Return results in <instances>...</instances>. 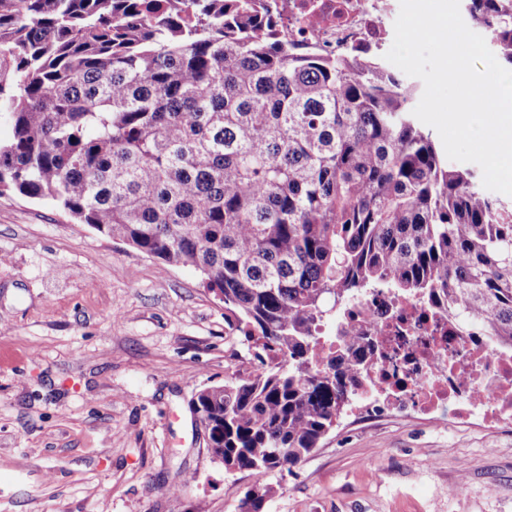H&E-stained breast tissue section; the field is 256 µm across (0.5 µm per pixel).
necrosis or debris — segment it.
<instances>
[{"instance_id": "1", "label": "necrosis or debris", "mask_w": 512, "mask_h": 512, "mask_svg": "<svg viewBox=\"0 0 512 512\" xmlns=\"http://www.w3.org/2000/svg\"><path fill=\"white\" fill-rule=\"evenodd\" d=\"M276 37L304 51L343 56L382 51L399 0H247ZM344 328L383 336L379 362L358 382L364 403L407 405L495 424L512 420V351L478 347L451 333L447 318L385 290L361 298Z\"/></svg>"}]
</instances>
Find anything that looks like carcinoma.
I'll return each mask as SVG.
<instances>
[{
	"label": "carcinoma",
	"instance_id": "1",
	"mask_svg": "<svg viewBox=\"0 0 512 512\" xmlns=\"http://www.w3.org/2000/svg\"><path fill=\"white\" fill-rule=\"evenodd\" d=\"M512 69V0H465ZM416 86L376 56L272 39L238 0H0V194L48 202L198 271L253 350L196 390L224 470L252 486L319 447L370 342L336 322L373 288L512 348V210L448 164Z\"/></svg>",
	"mask_w": 512,
	"mask_h": 512
}]
</instances>
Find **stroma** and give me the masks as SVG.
<instances>
[{
	"label": "stroma",
	"mask_w": 512,
	"mask_h": 512,
	"mask_svg": "<svg viewBox=\"0 0 512 512\" xmlns=\"http://www.w3.org/2000/svg\"><path fill=\"white\" fill-rule=\"evenodd\" d=\"M252 352L197 271L0 195V512H235L195 390ZM264 512H512V423L350 410Z\"/></svg>",
	"instance_id": "1"
}]
</instances>
